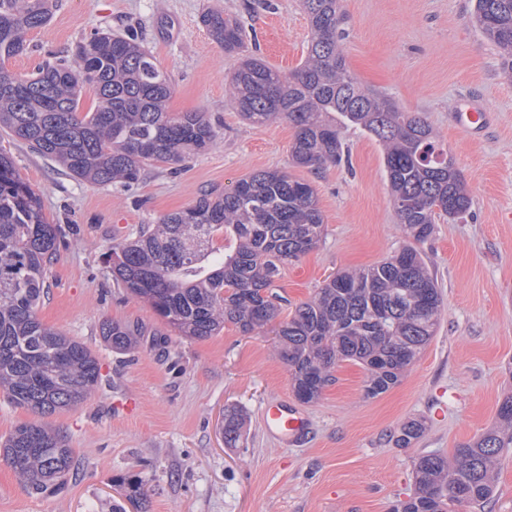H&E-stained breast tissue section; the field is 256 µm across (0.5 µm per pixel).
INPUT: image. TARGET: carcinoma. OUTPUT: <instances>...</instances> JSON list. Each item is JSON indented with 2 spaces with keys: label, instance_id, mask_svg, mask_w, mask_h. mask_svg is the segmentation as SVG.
<instances>
[{
  "label": "carcinoma",
  "instance_id": "obj_1",
  "mask_svg": "<svg viewBox=\"0 0 512 512\" xmlns=\"http://www.w3.org/2000/svg\"><path fill=\"white\" fill-rule=\"evenodd\" d=\"M311 37L307 57L289 75L253 58L231 77L242 115L263 125L288 120L296 166L318 170L340 164V126H356L381 145L400 224L411 243L385 260L341 272L279 324L276 352L288 366L303 402L317 400L342 362L367 372L365 396L394 387L434 336L440 292L416 247L431 236L436 217L458 218L471 198L448 150L419 115L362 86L346 66L338 41L341 0H303ZM50 0H0V130L62 165L73 177L99 186L130 187L147 165L177 162L214 141L203 112L166 110L171 79L153 54L123 36L96 33L76 47V59L46 61L28 75L5 68L22 53L29 30L46 25ZM227 52L244 47L243 29L220 12L202 17ZM475 27L499 50L512 77V0H475ZM97 96L80 113L86 88ZM232 241L213 245L216 232ZM323 218L313 186L285 172L260 171L229 190L206 193L184 211L112 248V275L133 297L182 336L208 338L230 323L245 335L280 312L274 291L283 268L320 242ZM58 227L41 198L0 152V389L16 405L45 417L83 404L101 384V368L84 343L45 326L38 309L47 290V265L57 255ZM100 333L126 351L140 332L105 322ZM241 414L224 413V443L242 436ZM422 432L416 420L396 436L400 447ZM512 448V394L498 410V425L454 449L452 458L420 456L415 492L392 512H460L494 495L498 456ZM0 459L31 495L44 493L73 464L66 439L42 423L25 422L0 442ZM126 499L146 512L148 489L128 483Z\"/></svg>",
  "mask_w": 512,
  "mask_h": 512
}]
</instances>
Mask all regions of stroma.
Listing matches in <instances>:
<instances>
[{
	"label": "stroma",
	"instance_id": "1",
	"mask_svg": "<svg viewBox=\"0 0 512 512\" xmlns=\"http://www.w3.org/2000/svg\"><path fill=\"white\" fill-rule=\"evenodd\" d=\"M341 48L348 69L370 90L421 114L453 157L472 205L438 220L422 244L441 292L430 342L395 387L364 393L366 372L345 362L311 403L296 398L271 331L245 335L225 325L214 336H178L150 305L127 294L111 272V248L207 191L260 171L285 170L310 182L323 217L322 240L284 267L278 292L296 307L336 273L375 264L407 244L383 152L361 129H343L341 164L293 166L287 121L263 126L237 111L228 81L242 55L290 73L310 35L301 0H57L50 21L31 30L27 49L8 63L27 75L45 61L73 60L95 33L133 35L172 81L168 112H203L214 144L185 160L145 167L131 187L73 179L24 142L0 132L8 153L60 231L49 267L41 322L85 343L103 382L80 406L44 418L0 391V438L43 421L69 440L73 467L64 485L33 496L0 462V512H112L127 483L144 480L148 512H390L414 490L419 456L452 455L497 422L512 394V80L496 47L471 24L473 0H343ZM218 10L245 32L244 54L225 52L203 25ZM493 115L464 134L457 112L471 103ZM139 327V345L118 352L103 322ZM286 401L308 418L304 436L283 442L263 410ZM240 411L243 433L224 445V410ZM423 420L409 447L395 434Z\"/></svg>",
	"mask_w": 512,
	"mask_h": 512
}]
</instances>
